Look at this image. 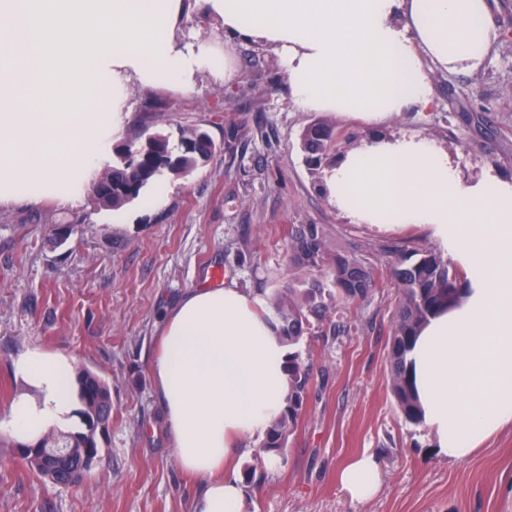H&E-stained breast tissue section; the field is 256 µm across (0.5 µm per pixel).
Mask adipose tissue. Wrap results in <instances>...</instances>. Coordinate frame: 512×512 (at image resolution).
Masks as SVG:
<instances>
[{"label":"adipose tissue","mask_w":512,"mask_h":512,"mask_svg":"<svg viewBox=\"0 0 512 512\" xmlns=\"http://www.w3.org/2000/svg\"><path fill=\"white\" fill-rule=\"evenodd\" d=\"M496 0H0V204L18 185L100 177L125 123L132 84L194 90L236 76L229 50L179 33L188 6L225 40L273 49L295 108L357 117L363 145L325 178L354 224H420L479 274L461 303L432 318L409 354L424 420L450 460L469 457L512 420V180H463L446 151L418 134L387 137L404 112H429L427 65L480 66L498 41ZM288 348L259 298L195 288L169 311L151 373L179 467L202 489L193 512H248L232 464L288 397ZM26 386L4 426L30 440L74 420L66 358L32 351L14 363ZM352 499L375 495L361 456L340 472Z\"/></svg>","instance_id":"adipose-tissue-1"}]
</instances>
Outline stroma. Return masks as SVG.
<instances>
[{"label": "stroma", "mask_w": 512, "mask_h": 512, "mask_svg": "<svg viewBox=\"0 0 512 512\" xmlns=\"http://www.w3.org/2000/svg\"><path fill=\"white\" fill-rule=\"evenodd\" d=\"M502 38L480 68L430 71L436 106L405 112L385 135L417 133L448 153L462 179L494 170L512 180V0H499ZM237 74L191 92L136 86L121 135L141 124L177 133L193 126L217 149L187 177H168L161 204L138 199L120 208L91 196L73 204L44 185L0 206V419L19 388L15 360L39 350L99 375L112 398V420L99 458L75 485L39 478L0 430V512H192L201 484L174 454L151 375L167 311L190 289L224 273V286L267 299L288 283L285 244L293 224L324 225L332 246L358 244L376 271L360 304L332 301V336L313 330L299 346L311 366L308 397L284 456L268 464L261 441L239 471L254 470L244 492L249 512H512V421L500 424L470 457L448 460L424 423L405 420L391 392L389 347L400 295L381 252L441 251L424 226L353 224L323 190L325 170L310 171L300 143L318 118L288 99L277 54L245 42L230 46ZM337 134L335 150L359 148L360 120L320 116ZM69 226L57 241L59 226ZM372 456L380 486L352 500L339 469Z\"/></svg>", "instance_id": "obj_1"}]
</instances>
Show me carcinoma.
Listing matches in <instances>:
<instances>
[{
  "label": "carcinoma",
  "mask_w": 512,
  "mask_h": 512,
  "mask_svg": "<svg viewBox=\"0 0 512 512\" xmlns=\"http://www.w3.org/2000/svg\"><path fill=\"white\" fill-rule=\"evenodd\" d=\"M301 145L309 169H319L336 144L333 127L314 121L304 127ZM216 145L209 134L199 129L181 128L177 141L171 135L142 125L137 137L112 148L115 160L108 176L112 178V196L94 197L101 207L118 209L140 198L151 184L166 176L186 177L215 153ZM288 267L305 272L291 279L284 289L270 298L277 323L274 329L288 345V399L281 416L264 435L260 448L266 453L284 454L288 438L303 410L308 396L310 368L297 346L314 324L330 319L326 298L337 296L346 302L364 301L375 285V268L358 245L333 249L322 224H293L288 231ZM388 258L390 273L400 292L396 320L390 342L389 362L391 390L405 419L417 423L423 410L417 403L411 380L408 353L416 332L441 309L455 305L468 282L466 274L434 251L425 250L413 260L398 245L382 248ZM78 400L83 406L80 423L67 429L51 430L34 440L40 448H97L96 436L89 434L87 422L91 411L112 416V398L106 383L88 370L75 373ZM24 462L37 475L58 485L69 480L55 475L51 465L40 457H26Z\"/></svg>",
  "instance_id": "1"
}]
</instances>
